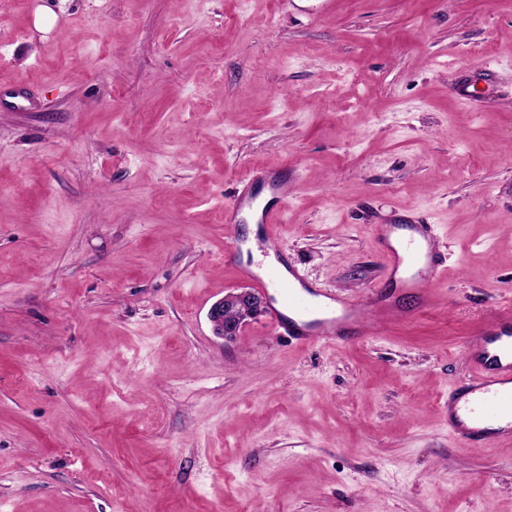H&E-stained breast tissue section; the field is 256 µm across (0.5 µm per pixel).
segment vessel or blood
I'll list each match as a JSON object with an SVG mask.
<instances>
[{
  "instance_id": "b4317fda",
  "label": "vessel or blood",
  "mask_w": 512,
  "mask_h": 512,
  "mask_svg": "<svg viewBox=\"0 0 512 512\" xmlns=\"http://www.w3.org/2000/svg\"><path fill=\"white\" fill-rule=\"evenodd\" d=\"M336 4L337 0H311L304 6L300 0H279L282 12L306 17L334 14ZM285 213L281 170L268 167L246 174L241 191L224 206V221L265 225L261 245L276 251L281 243L273 227ZM373 234L383 260V279L395 284L398 295L384 294L377 287L359 302L276 266L259 274L241 261L233 245L226 249L224 259L235 265L240 278L275 293L276 305L270 315L274 335L289 336L300 347H343L367 336L370 330L390 329L415 319L419 309L430 305L427 281L440 280L446 269L432 225L394 217L374 225ZM407 295L418 296L419 309L403 307ZM462 350L468 372L448 388L449 435L467 448L512 442V301H500L487 324L469 331Z\"/></svg>"
}]
</instances>
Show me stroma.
Returning a JSON list of instances; mask_svg holds the SVG:
<instances>
[{
  "mask_svg": "<svg viewBox=\"0 0 512 512\" xmlns=\"http://www.w3.org/2000/svg\"><path fill=\"white\" fill-rule=\"evenodd\" d=\"M246 165L297 171L280 257L351 299L385 211L434 224L431 307L213 336ZM508 297L512 0H0V512H512V444L444 412ZM310 1L308 6H302L299 2ZM279 7L282 12H294L306 17H315L318 15L326 16L336 12L337 0H280Z\"/></svg>",
  "mask_w": 512,
  "mask_h": 512,
  "instance_id": "obj_1",
  "label": "stroma"
}]
</instances>
